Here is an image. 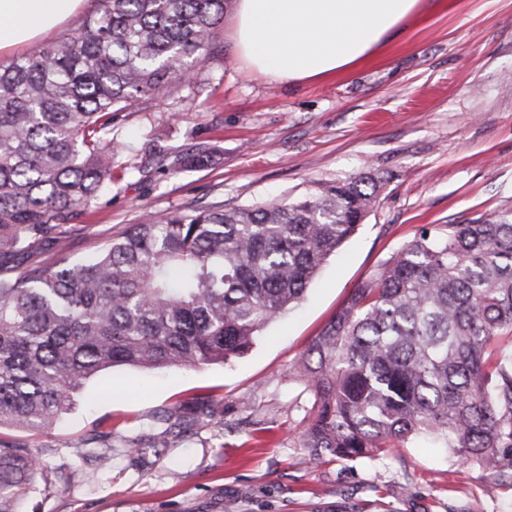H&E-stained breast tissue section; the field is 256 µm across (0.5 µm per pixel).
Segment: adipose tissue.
Listing matches in <instances>:
<instances>
[{
	"label": "adipose tissue",
	"instance_id": "adipose-tissue-1",
	"mask_svg": "<svg viewBox=\"0 0 512 512\" xmlns=\"http://www.w3.org/2000/svg\"><path fill=\"white\" fill-rule=\"evenodd\" d=\"M83 0H0V51L33 42ZM421 0H234L232 39L254 71L280 83L334 76L376 54Z\"/></svg>",
	"mask_w": 512,
	"mask_h": 512
}]
</instances>
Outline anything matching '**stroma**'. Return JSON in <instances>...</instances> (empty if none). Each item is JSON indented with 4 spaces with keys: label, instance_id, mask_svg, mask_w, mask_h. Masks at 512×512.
Segmentation results:
<instances>
[{
    "label": "stroma",
    "instance_id": "stroma-1",
    "mask_svg": "<svg viewBox=\"0 0 512 512\" xmlns=\"http://www.w3.org/2000/svg\"><path fill=\"white\" fill-rule=\"evenodd\" d=\"M123 145L94 205L35 244L47 266L65 243L88 260L148 216L248 207L371 174L374 207L253 348L202 368L117 366L85 381L74 409L43 431L0 440L55 446L50 467L80 463L73 484L37 483L21 512H512V490L423 437L378 459L318 463L301 448L312 403L292 372L349 296L422 228L512 210V0H424L374 61L322 80L253 72L222 35L206 63L157 99L119 114ZM207 150L204 166L143 167L150 143ZM217 414L170 447L154 433L195 398ZM113 456H89L98 431ZM140 454H129L130 442ZM85 459H78V452Z\"/></svg>",
    "mask_w": 512,
    "mask_h": 512
}]
</instances>
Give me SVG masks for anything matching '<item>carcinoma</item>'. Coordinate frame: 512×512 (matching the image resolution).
I'll return each instance as SVG.
<instances>
[{"label": "carcinoma", "instance_id": "obj_1", "mask_svg": "<svg viewBox=\"0 0 512 512\" xmlns=\"http://www.w3.org/2000/svg\"><path fill=\"white\" fill-rule=\"evenodd\" d=\"M226 0H99L74 34L0 65V427H50L119 365L247 353L372 209L361 174L301 196L130 225L92 260L29 265V244L112 177V121L208 59ZM206 152L176 155L175 170ZM293 373L313 396L301 447L371 458L419 434L512 487V211L424 228L316 336ZM212 402L185 408L212 418ZM112 432L93 452L112 456ZM58 449L0 441V512Z\"/></svg>", "mask_w": 512, "mask_h": 512}]
</instances>
